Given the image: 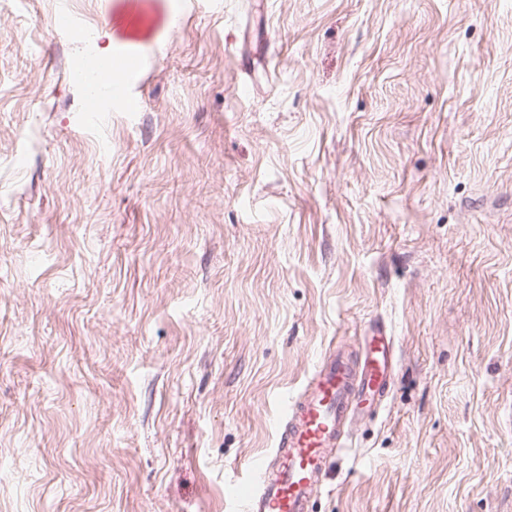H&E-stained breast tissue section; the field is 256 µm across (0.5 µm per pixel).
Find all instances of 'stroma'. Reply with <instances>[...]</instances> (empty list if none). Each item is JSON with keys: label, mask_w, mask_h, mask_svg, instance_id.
I'll return each mask as SVG.
<instances>
[{"label": "stroma", "mask_w": 512, "mask_h": 512, "mask_svg": "<svg viewBox=\"0 0 512 512\" xmlns=\"http://www.w3.org/2000/svg\"><path fill=\"white\" fill-rule=\"evenodd\" d=\"M375 318L315 512H512V0H0V512H228Z\"/></svg>", "instance_id": "obj_1"}]
</instances>
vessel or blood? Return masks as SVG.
Wrapping results in <instances>:
<instances>
[{"mask_svg":"<svg viewBox=\"0 0 512 512\" xmlns=\"http://www.w3.org/2000/svg\"><path fill=\"white\" fill-rule=\"evenodd\" d=\"M395 365V338L382 323L365 331L359 361L338 350L324 356L305 390L286 403L274 458L253 466L236 498L239 512H314L329 470L347 451L353 420L388 396Z\"/></svg>","mask_w":512,"mask_h":512,"instance_id":"1","label":"vessel or blood"}]
</instances>
